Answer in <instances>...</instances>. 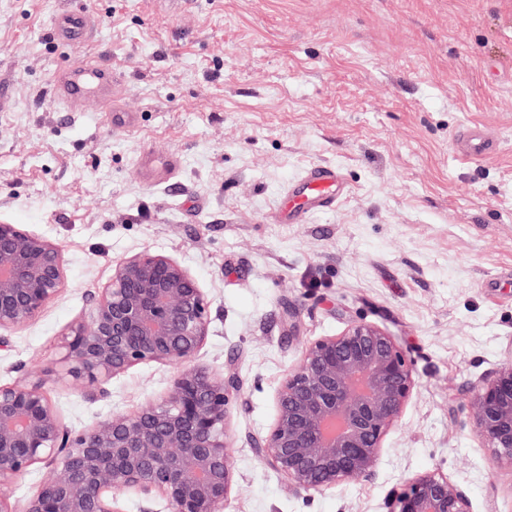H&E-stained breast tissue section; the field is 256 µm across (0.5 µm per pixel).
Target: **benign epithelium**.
I'll use <instances>...</instances> for the list:
<instances>
[{"label":"benign epithelium","instance_id":"1","mask_svg":"<svg viewBox=\"0 0 512 512\" xmlns=\"http://www.w3.org/2000/svg\"><path fill=\"white\" fill-rule=\"evenodd\" d=\"M65 284L60 247L0 222V345L34 319ZM211 304L189 271L143 249L115 264L89 316L62 335V366L93 399L113 377L141 364L179 368L167 392L133 413L67 429L40 383L0 384V512H122L119 496L164 501L167 512H224L234 482L226 422L236 375L193 364L205 344ZM417 387L393 336L354 321L303 350L275 395L262 460L301 492L321 493L375 475L384 442ZM472 431L512 466V349L476 382ZM43 465L57 471L20 505L11 485ZM387 512H472L441 473L410 479Z\"/></svg>","mask_w":512,"mask_h":512}]
</instances>
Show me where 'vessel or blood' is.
<instances>
[{"label":"vessel or blood","mask_w":512,"mask_h":512,"mask_svg":"<svg viewBox=\"0 0 512 512\" xmlns=\"http://www.w3.org/2000/svg\"><path fill=\"white\" fill-rule=\"evenodd\" d=\"M95 25L94 17L87 11L64 9L53 18L54 38L62 45L80 46L89 42ZM50 92L71 112L82 111L88 100H96L102 111L111 113L112 128L115 131L129 133L137 126L136 113L124 108L117 100L111 66L81 62L60 69L53 76ZM494 150L493 141L484 136L481 129L469 128L464 139V156L479 159ZM181 164L180 156L174 152L159 155L147 149L140 155L144 177L152 183L170 180ZM340 192V176L335 167L318 166L310 169L282 204L285 223H296L310 211L335 204Z\"/></svg>","instance_id":"1"}]
</instances>
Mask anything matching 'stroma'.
Segmentation results:
<instances>
[{"label":"stroma","mask_w":512,"mask_h":512,"mask_svg":"<svg viewBox=\"0 0 512 512\" xmlns=\"http://www.w3.org/2000/svg\"><path fill=\"white\" fill-rule=\"evenodd\" d=\"M64 6L95 17L88 44L54 40ZM83 61L116 66L135 131L47 95ZM0 82V222L65 260L61 293L0 349L1 383L43 380L69 428L160 398L174 367H133L99 401L60 370V335L148 247L211 302L196 364L242 384L227 512H385L433 472L472 512H512V471L468 414L512 346V0H0ZM475 124L498 148L468 161L456 141ZM147 147L180 155L176 180L145 182ZM325 164L342 196L281 223L293 185ZM352 321L396 337L416 393L374 477L299 494L257 447L304 346Z\"/></svg>","instance_id":"1"}]
</instances>
